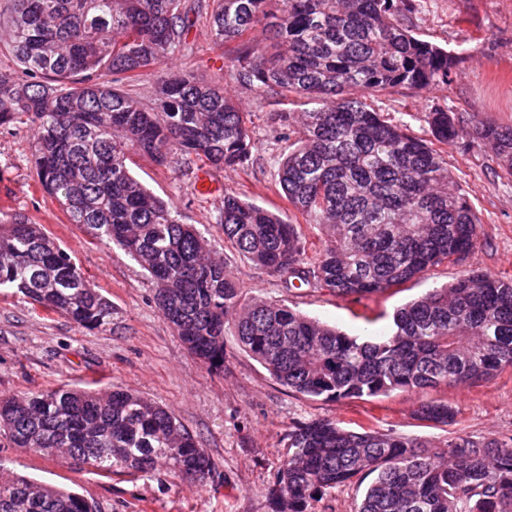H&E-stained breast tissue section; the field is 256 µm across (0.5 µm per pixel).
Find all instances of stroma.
I'll list each match as a JSON object with an SVG mask.
<instances>
[{
  "label": "stroma",
  "instance_id": "stroma-1",
  "mask_svg": "<svg viewBox=\"0 0 512 512\" xmlns=\"http://www.w3.org/2000/svg\"><path fill=\"white\" fill-rule=\"evenodd\" d=\"M406 22L422 38L457 53L461 62L445 90L397 88L372 97V105L424 135L426 112L436 104L468 114L473 123L512 126V0H420ZM189 47L173 67L223 85L248 112L253 153L262 167L249 172L195 167L172 169L130 155L132 174L170 200L188 224L205 230L244 294L287 300L308 316L367 340L388 331L394 311L428 291L448 285L470 269L512 276V181L502 177L490 150L472 136L442 146L448 170L481 220L477 248L459 263H443L425 276L385 293L340 298L323 288L286 289L282 282L237 257L225 245L217 222L225 192L235 191L301 225L309 241L316 226L304 223L283 198L276 171L288 143L279 139L276 117L286 109L237 83L232 63L214 49L206 22L188 37ZM33 128L17 123L0 129V214L18 213L42 225L101 288L115 309L111 325L91 331L65 316L33 308L19 295L0 294V396L45 391L63 384L128 390L171 411L206 448L214 469L205 483L172 479L165 468L142 475L100 476L73 470L60 457L0 447V470L20 473L60 488L76 489L98 512H272L269 490L288 454L289 427L314 417L350 429L368 423L381 430L442 443L457 433L474 438L512 437V368L467 387L441 388L433 398L457 412L448 426H424L412 411L416 395L394 391L352 402H323L288 390L240 350L226 328V362L210 374L161 316L153 286L124 250L107 249L41 190L32 162Z\"/></svg>",
  "mask_w": 512,
  "mask_h": 512
}]
</instances>
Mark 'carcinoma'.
Segmentation results:
<instances>
[{
  "mask_svg": "<svg viewBox=\"0 0 512 512\" xmlns=\"http://www.w3.org/2000/svg\"><path fill=\"white\" fill-rule=\"evenodd\" d=\"M11 51L22 75L0 72V127L34 125L33 164L68 223L127 252L146 270L162 317L211 374L224 371V332L282 386L313 400H365L393 391L470 386L512 368V278L468 270L405 304L393 327L360 342L288 306L243 298L224 258L172 202L136 179L135 151L164 167L254 169L247 113L224 88L187 72L160 76L144 103L121 89L168 64L201 17L185 0H15ZM418 0H212L208 36L235 43L237 82L257 95L311 108L279 115L293 149L279 162L284 198L323 232L233 191L218 220L237 254L284 284L338 297L383 293L478 244L479 219L433 142L468 133L470 117L437 105L430 139L377 112L367 97L405 87L445 89L454 52L402 20ZM261 29L264 38L249 33ZM477 138L512 179V127L485 123ZM0 291L88 330L112 324L111 301L42 226L0 220ZM413 416L448 425L442 400ZM9 448L57 454L81 472L150 474L205 482L206 449L152 400L62 385L0 397ZM271 491L275 512H313L329 489L369 480L356 512H512V445L458 433L442 449L418 437L326 418L289 428ZM0 512H96L77 492L14 474L0 480Z\"/></svg>",
  "mask_w": 512,
  "mask_h": 512,
  "instance_id": "1",
  "label": "carcinoma"
}]
</instances>
